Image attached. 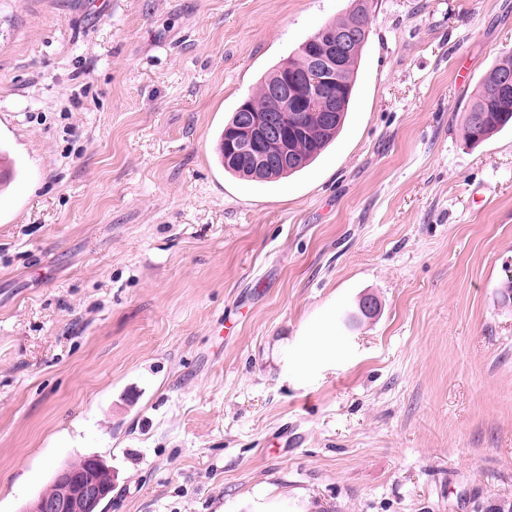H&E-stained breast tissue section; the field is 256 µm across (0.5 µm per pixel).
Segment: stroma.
Instances as JSON below:
<instances>
[{"label": "stroma", "mask_w": 512, "mask_h": 512, "mask_svg": "<svg viewBox=\"0 0 512 512\" xmlns=\"http://www.w3.org/2000/svg\"><path fill=\"white\" fill-rule=\"evenodd\" d=\"M349 8L0 0V512L90 455L103 512L512 501V130L463 131L512 0H374L336 141L274 183L216 159ZM253 512H288V498H268L267 489L257 488Z\"/></svg>", "instance_id": "obj_1"}]
</instances>
